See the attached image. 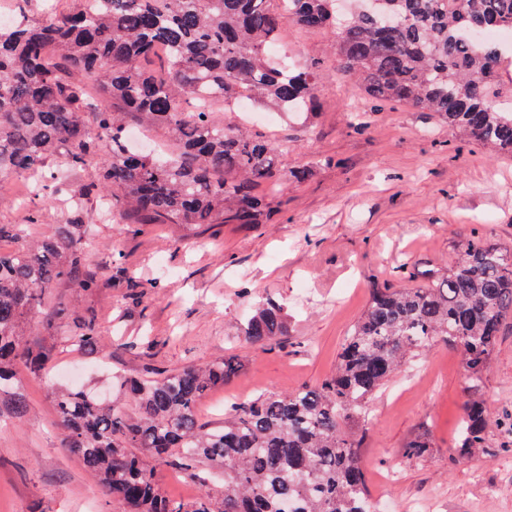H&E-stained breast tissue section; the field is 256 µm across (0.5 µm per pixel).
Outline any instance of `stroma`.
I'll use <instances>...</instances> for the list:
<instances>
[{
	"label": "stroma",
	"instance_id": "stroma-1",
	"mask_svg": "<svg viewBox=\"0 0 512 512\" xmlns=\"http://www.w3.org/2000/svg\"><path fill=\"white\" fill-rule=\"evenodd\" d=\"M279 45L289 62L315 65L318 105L307 119L251 122L252 133L287 143L283 169L308 176L269 193L264 224H145L131 232L96 218L80 243L83 269L102 281L85 293L65 282L42 307L19 321L21 340L43 347L50 373L22 376L24 415L0 394V512H109L101 485L64 440L55 392L80 387L109 397L119 377L174 373L237 357L240 367L197 405L203 421L220 422L235 402L265 391L313 387L336 366L349 330L374 286L396 284L403 263L441 270L472 228L512 249V154L494 153L464 138L435 113L396 102L374 104L358 83L340 79L330 37L296 25ZM69 191L37 196L25 176H0V251L51 236L70 220ZM288 313L282 342L255 346L242 328L265 302ZM94 320L100 345L78 343ZM496 411L512 410V324H507L484 380ZM464 401L458 349L435 343L405 365L370 405L361 458L372 495L388 493L390 512H407L434 497L437 512H512V451L492 431V445L455 461ZM433 450L403 455L416 436ZM398 481L383 489L382 473Z\"/></svg>",
	"mask_w": 512,
	"mask_h": 512
}]
</instances>
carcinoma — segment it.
<instances>
[{
  "instance_id": "cac0c4a2",
  "label": "carcinoma",
  "mask_w": 512,
  "mask_h": 512,
  "mask_svg": "<svg viewBox=\"0 0 512 512\" xmlns=\"http://www.w3.org/2000/svg\"><path fill=\"white\" fill-rule=\"evenodd\" d=\"M87 0L75 11L0 22V173L43 174L59 148L67 168L51 173L55 191L69 171L95 163L84 196L108 198L122 224H264L270 217L256 189L276 190L307 170H281V149L218 120L213 104L240 98L280 112L317 105L312 70L271 61L267 47L293 23L331 34L336 72L360 81L376 103L396 101L435 112L467 138L512 153V50H473L470 37L512 28V0H377V7L339 15L337 0ZM203 91L208 104L190 110ZM163 128L176 148L135 154L124 145L126 117ZM75 208L55 233L0 253V388L24 372L38 376L45 357L22 345L17 324L43 292L72 282L94 292L81 273L78 244L86 225ZM399 285L374 288L347 336L336 371L314 388L265 393L201 422L207 390L235 375L226 358L163 377L130 382L128 414L83 390L58 394L68 449L122 512H370L359 458L367 406L409 357L438 341L460 350L465 399L452 459L489 447L497 423L512 444V413L493 419L481 391L504 325L512 320V252L473 233L448 271L421 285L406 264ZM243 336L265 345L288 336V318L268 303ZM431 452L420 436L406 455ZM162 462L202 487L192 500L161 492ZM224 471L220 496L215 470Z\"/></svg>"
}]
</instances>
